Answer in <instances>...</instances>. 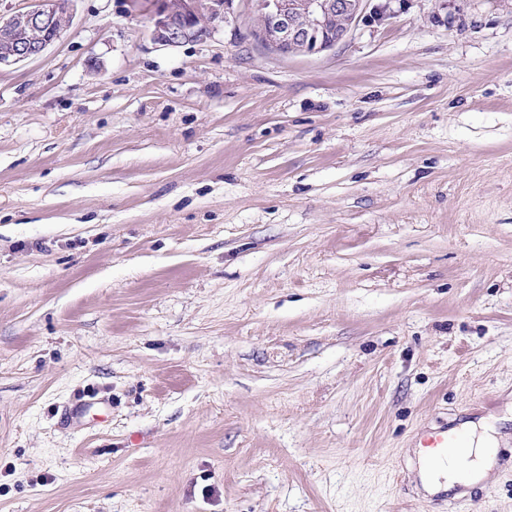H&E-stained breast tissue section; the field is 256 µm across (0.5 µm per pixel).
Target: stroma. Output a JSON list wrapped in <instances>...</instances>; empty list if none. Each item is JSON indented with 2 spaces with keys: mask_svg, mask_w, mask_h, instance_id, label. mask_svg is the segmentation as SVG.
Returning <instances> with one entry per match:
<instances>
[{
  "mask_svg": "<svg viewBox=\"0 0 512 512\" xmlns=\"http://www.w3.org/2000/svg\"><path fill=\"white\" fill-rule=\"evenodd\" d=\"M372 2L287 56L75 0L0 68V512H512V0ZM497 421V418L491 416L460 425L453 434L463 438L461 448H456L460 445V438L448 435V429L425 434L421 438V448H430L432 456L422 450L420 461H426L430 456L432 460L444 459L448 455V462L442 463L434 478L421 469L426 488L432 493H438L456 486L472 487L489 479L498 466L497 453L502 439ZM462 472L469 475L465 482L460 480Z\"/></svg>",
  "mask_w": 512,
  "mask_h": 512,
  "instance_id": "stroma-1",
  "label": "stroma"
}]
</instances>
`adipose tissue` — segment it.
Segmentation results:
<instances>
[{
  "label": "adipose tissue",
  "instance_id": "obj_1",
  "mask_svg": "<svg viewBox=\"0 0 512 512\" xmlns=\"http://www.w3.org/2000/svg\"><path fill=\"white\" fill-rule=\"evenodd\" d=\"M456 433L463 439L462 446L449 449L447 463L424 480L431 492L452 489L463 482L471 487L478 485L489 479L498 465L501 434L495 418L465 422Z\"/></svg>",
  "mask_w": 512,
  "mask_h": 512
}]
</instances>
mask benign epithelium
<instances>
[{
	"label": "benign epithelium",
	"mask_w": 512,
	"mask_h": 512,
	"mask_svg": "<svg viewBox=\"0 0 512 512\" xmlns=\"http://www.w3.org/2000/svg\"><path fill=\"white\" fill-rule=\"evenodd\" d=\"M145 6L154 41L166 47L207 38L226 19L234 0H130ZM261 20L255 38L283 55L316 54L342 42L366 17L368 0H251ZM73 0H34L8 17L0 15V66L43 54L69 26Z\"/></svg>",
	"instance_id": "obj_1"
}]
</instances>
